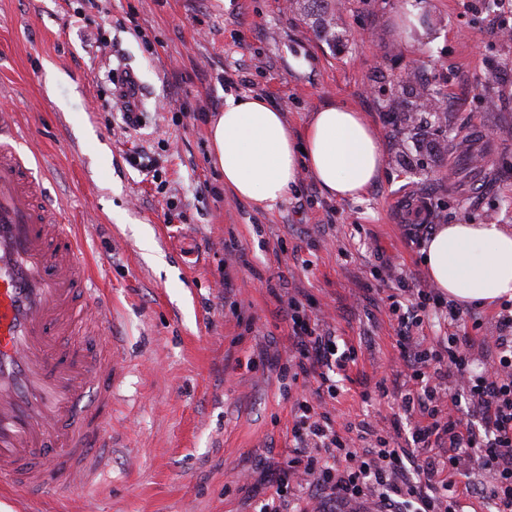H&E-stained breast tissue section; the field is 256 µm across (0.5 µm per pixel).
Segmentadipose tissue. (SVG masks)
Wrapping results in <instances>:
<instances>
[{"instance_id":"adipose-tissue-1","label":"adipose tissue","mask_w":512,"mask_h":512,"mask_svg":"<svg viewBox=\"0 0 512 512\" xmlns=\"http://www.w3.org/2000/svg\"><path fill=\"white\" fill-rule=\"evenodd\" d=\"M209 159L224 186L254 207L270 211L283 202L300 169H308L324 192L355 199L382 171L378 133L347 105L313 113L294 136L282 112L264 100L227 95L209 125ZM428 280L462 306H495L512 299V229L462 220L434 225L423 249Z\"/></svg>"}]
</instances>
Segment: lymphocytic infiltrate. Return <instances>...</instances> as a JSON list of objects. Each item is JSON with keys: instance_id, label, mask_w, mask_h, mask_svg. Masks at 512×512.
<instances>
[{"instance_id": "lymphocytic-infiltrate-1", "label": "lymphocytic infiltrate", "mask_w": 512, "mask_h": 512, "mask_svg": "<svg viewBox=\"0 0 512 512\" xmlns=\"http://www.w3.org/2000/svg\"><path fill=\"white\" fill-rule=\"evenodd\" d=\"M416 296L409 308L390 302L405 366L401 408L413 422L410 450L399 444L397 421L388 430L360 421L353 440L337 432L325 405L340 395L355 350L339 347L326 322L289 297L295 352L279 379L286 391L298 383L313 390L295 403L292 454L259 512H335L366 501L376 512H462L465 493L493 512H512V316L499 317L495 335L474 336L467 312L435 289L419 286ZM434 311L448 322L445 336L422 333ZM463 408L470 421L460 417ZM305 485L316 493L304 502L295 491Z\"/></svg>"}]
</instances>
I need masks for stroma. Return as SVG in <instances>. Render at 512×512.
Listing matches in <instances>:
<instances>
[{"instance_id":"stroma-1","label":"stroma","mask_w":512,"mask_h":512,"mask_svg":"<svg viewBox=\"0 0 512 512\" xmlns=\"http://www.w3.org/2000/svg\"><path fill=\"white\" fill-rule=\"evenodd\" d=\"M474 3L324 0L344 35L328 42L301 0H0V107L50 166L47 195L111 295L126 362L97 490L7 493L0 512H258L292 446L299 392L282 393L279 367L297 293L357 350L348 391L328 404L337 426L402 416L387 297L398 277L425 278L407 204L427 203L435 224L512 228V179L465 193L481 164L454 152L478 129L497 144L492 169L512 171V83L489 74L512 44L489 37L494 14ZM125 71L144 117L130 132L107 79ZM421 79L449 106L396 124L390 104ZM229 93L264 99L296 133L330 105L362 112L382 137L380 179L340 201L304 170L273 211L253 208L208 161V118ZM135 150L158 158V178L126 163Z\"/></svg>"}]
</instances>
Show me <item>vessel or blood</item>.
Instances as JSON below:
<instances>
[{
	"label": "vessel or blood",
	"instance_id": "1",
	"mask_svg": "<svg viewBox=\"0 0 512 512\" xmlns=\"http://www.w3.org/2000/svg\"><path fill=\"white\" fill-rule=\"evenodd\" d=\"M47 170L0 110V489L32 497L95 485L122 369L84 244L37 196Z\"/></svg>",
	"mask_w": 512,
	"mask_h": 512
}]
</instances>
